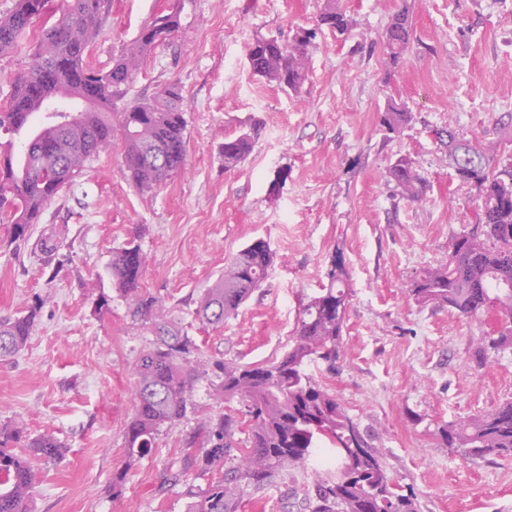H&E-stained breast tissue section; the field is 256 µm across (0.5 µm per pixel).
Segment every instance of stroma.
<instances>
[{
  "instance_id": "1",
  "label": "stroma",
  "mask_w": 512,
  "mask_h": 512,
  "mask_svg": "<svg viewBox=\"0 0 512 512\" xmlns=\"http://www.w3.org/2000/svg\"><path fill=\"white\" fill-rule=\"evenodd\" d=\"M323 3L112 0L89 55L101 70L155 16L183 8L180 29L150 52L126 98L182 86L187 166L141 192L124 179L123 147L114 142L47 205L25 242L0 250V316L45 301L27 349L0 363V420L27 435L53 433L69 448L63 464H41L34 512L185 510L183 485L165 472L173 463L195 479L183 452L192 419L164 430L121 493L112 491L125 464L132 370L154 338L151 321L134 315L112 285V251L131 240L147 257L143 290L196 340L207 366L281 357L301 298L324 284L334 249L343 247L352 290L343 347L335 367L314 364L310 373L367 428L422 512H512V458L468 459L435 434L512 398V351L489 353L477 368L472 353L489 331L487 316L422 308L407 292L421 268L446 258L452 235L473 226L478 207L475 188L455 178L432 129L494 142L499 159L512 161V0H340L352 25L341 36L318 34L300 94L255 76L249 43L291 38L315 24ZM403 7L413 42L391 72L381 35ZM391 99L413 114L393 137L379 125ZM253 125V152L225 170V135ZM402 155L426 181L420 200L403 197L389 175ZM282 168L288 179L271 194ZM259 238L276 255L268 279L223 327L203 325L196 298ZM59 242L69 262L55 251ZM104 294L111 302L96 310Z\"/></svg>"
}]
</instances>
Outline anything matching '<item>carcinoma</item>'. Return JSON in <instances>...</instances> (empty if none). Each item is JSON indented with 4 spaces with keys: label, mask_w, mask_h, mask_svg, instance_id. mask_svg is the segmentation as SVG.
Listing matches in <instances>:
<instances>
[{
    "label": "carcinoma",
    "mask_w": 512,
    "mask_h": 512,
    "mask_svg": "<svg viewBox=\"0 0 512 512\" xmlns=\"http://www.w3.org/2000/svg\"><path fill=\"white\" fill-rule=\"evenodd\" d=\"M51 17L33 9V0H15L0 16V55L18 48L34 35L26 68L11 79V91L0 104V134L14 136L25 129L22 148L0 142V224L10 227L7 245L25 240L40 222L46 206L60 191L71 187L86 164L115 139L123 144V172L139 190L155 189L186 167L187 121L182 88L162 86L148 100L116 108L146 56L158 45L160 28L173 35L181 26L176 7L144 25L126 51L106 71L88 60L111 0H46ZM350 19L336 0H325L316 27L299 28L291 40L260 37L248 49L253 73L283 90L299 93L307 80V60L315 33L325 28L345 34ZM410 12L392 15L383 35L388 65L399 67L410 45ZM412 121L401 103L388 100L380 126L397 134ZM448 157L462 183L479 193L477 224L448 244V257L423 268L411 281L409 297L422 307L448 309L476 318L496 304L505 324L483 339L474 356L483 366L488 351L512 350V165L500 166L496 148L471 139H458ZM258 129L224 138V169L240 166L250 156ZM389 174L411 200L422 197L424 184L405 156L390 163ZM274 252L263 239L237 251L224 276L195 301V315L219 327L235 315L266 281ZM146 257L135 241L112 250L109 271L119 294L130 298L136 313L155 326V339L136 361L134 412L125 431V468L116 473L112 488L124 485L128 472L155 447L159 434L187 417L195 385L208 376L198 367L196 341L171 326L162 303L143 293ZM327 283L302 305L292 344L280 358L248 365L234 360L215 363L211 397L224 402L227 412L201 419L185 443L194 450L201 472L210 477L206 488L190 486L186 512H240L246 501H261L268 492L288 483L302 484L306 512H421V502L391 477L382 452L332 392L307 372L321 361L333 366L340 356L346 313L351 297L344 253L336 247ZM44 300L0 317V361L26 349L40 319ZM246 441L237 448L235 435ZM446 446L466 457H512V400L462 421L439 427ZM23 443L24 455L14 451ZM239 453H234V449ZM328 450L336 468L315 471L303 480L314 455ZM67 457L66 446L50 433L27 439L9 421H0V512H32L40 472L38 459L54 464Z\"/></svg>",
    "instance_id": "cac0c4a2"
}]
</instances>
